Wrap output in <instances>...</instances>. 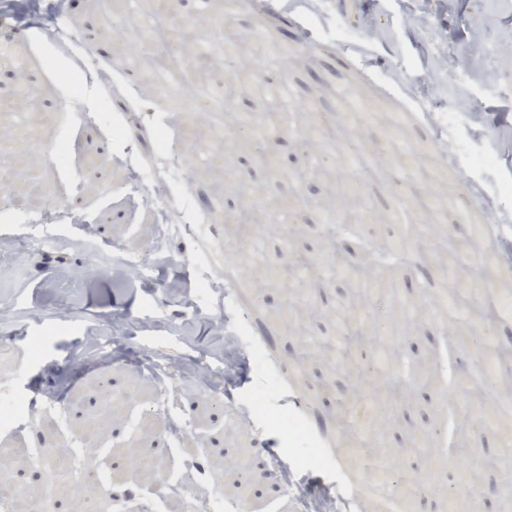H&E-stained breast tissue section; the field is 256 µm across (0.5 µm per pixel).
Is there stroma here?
I'll list each match as a JSON object with an SVG mask.
<instances>
[{"label":"stroma","mask_w":512,"mask_h":512,"mask_svg":"<svg viewBox=\"0 0 512 512\" xmlns=\"http://www.w3.org/2000/svg\"><path fill=\"white\" fill-rule=\"evenodd\" d=\"M0 0V134L13 149L0 156V239L12 262L0 267V303L14 309L11 339L0 345V403H21L11 425L0 427V478L26 492L42 493V512H85L81 494L53 492L38 456L83 437L94 468L85 474L95 490L111 472L126 482L109 488L102 512L141 486L161 485L152 468L160 457L187 467L186 449L202 452L196 482L217 486L240 512H293L288 495L265 479L270 457L304 479V494L325 488L367 490V512H381L371 490V469L350 459L356 442L346 405L373 399L378 419L369 432L381 458L424 475L435 491L409 505L410 512H451L448 491L471 457L483 466L470 475L474 512H502L504 474L495 433L481 429L464 401L481 394L491 404L512 397V321L496 325L505 368L486 387L477 373V325L460 326L448 315H426L417 326L396 320L395 298L431 302L453 283L481 297L488 289L512 291V260L486 268L477 263L490 240L478 225H506L512 239V197L494 194L512 180V65L482 61L484 42L512 44V0H279L276 13L246 8L243 0H211L213 26L201 17L200 0H180V15L195 18L193 37L236 44L252 72L232 65L203 67L182 48L139 53L152 34L143 19L159 0ZM66 24L74 48L135 88L143 113L125 112L111 91L87 90L61 77L60 49L29 33L37 15ZM315 23H308L309 15ZM357 35L343 42L336 28ZM288 78L295 96L292 131L282 129L279 104L268 83ZM189 95L216 86L222 99L203 112L183 115L184 132L172 133L176 154L206 147L190 180L167 185L172 210L181 206L210 219L207 238L169 237L170 262L155 261L153 211L129 186L123 163L133 150L150 170L158 150V125L169 120V87ZM255 113L262 141L237 133L225 102ZM462 109L456 139L468 152L490 149L497 166L476 172L440 150L448 133L435 113ZM328 126L320 149L329 162L313 166L300 140L316 118ZM124 134L112 135L113 122ZM66 137L69 164L59 168L47 142ZM452 198L440 219L418 211L413 194ZM301 205L284 222L285 199ZM61 204L78 218L47 238L31 216ZM436 223L419 244L421 225ZM405 240L408 253L381 262L382 241ZM119 250L138 276L126 287L95 278L88 255ZM334 255L379 281L369 294L359 280L328 278L322 257ZM308 264L297 281L286 260ZM224 277L236 291L235 308L249 310V336L230 326V311L217 297L200 294L208 277ZM176 282L181 293H166ZM367 309L393 321L401 338L377 336L372 325L348 349L344 363L320 352L317 340L335 335L345 311ZM238 346L239 374L224 376L226 339ZM261 342L270 359L255 363L248 341ZM386 351L411 361L410 379L390 391L376 374L374 354ZM169 371L166 391L154 375ZM221 391L223 400L211 399ZM131 401L111 421L101 414L112 393ZM174 402L156 411L159 394ZM264 403L254 413L255 399ZM299 412L345 467L305 465L273 418ZM248 417L240 429L226 413Z\"/></svg>","instance_id":"35a3bbf8"}]
</instances>
